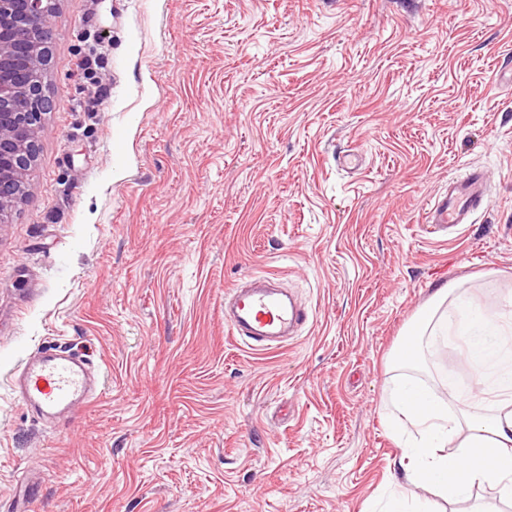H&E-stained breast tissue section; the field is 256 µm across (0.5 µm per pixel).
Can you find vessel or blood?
<instances>
[{"label": "vessel or blood", "instance_id": "1", "mask_svg": "<svg viewBox=\"0 0 512 512\" xmlns=\"http://www.w3.org/2000/svg\"><path fill=\"white\" fill-rule=\"evenodd\" d=\"M488 200L483 169L469 167L465 175L449 179L448 189L431 203L425 222L436 232H459ZM230 314L224 321L233 335L259 351L273 338L295 334L306 325L307 310L280 289L275 274L253 277L230 290ZM26 405L53 415L88 401V376L81 363L63 354H43L29 361L20 377Z\"/></svg>", "mask_w": 512, "mask_h": 512}]
</instances>
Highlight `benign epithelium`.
Listing matches in <instances>:
<instances>
[{
  "instance_id": "1",
  "label": "benign epithelium",
  "mask_w": 512,
  "mask_h": 512,
  "mask_svg": "<svg viewBox=\"0 0 512 512\" xmlns=\"http://www.w3.org/2000/svg\"><path fill=\"white\" fill-rule=\"evenodd\" d=\"M51 18L50 0H0V224L23 200L17 185L34 162L50 105L37 76L47 62L39 45Z\"/></svg>"
}]
</instances>
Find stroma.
<instances>
[{
    "instance_id": "stroma-1",
    "label": "stroma",
    "mask_w": 512,
    "mask_h": 512,
    "mask_svg": "<svg viewBox=\"0 0 512 512\" xmlns=\"http://www.w3.org/2000/svg\"><path fill=\"white\" fill-rule=\"evenodd\" d=\"M55 3L0 226V512H384L405 326L444 284L512 290V0ZM470 165L487 205L428 233ZM263 273L310 321L255 355L224 293ZM49 347L102 373L67 424L11 382ZM410 373L476 381L451 339Z\"/></svg>"
}]
</instances>
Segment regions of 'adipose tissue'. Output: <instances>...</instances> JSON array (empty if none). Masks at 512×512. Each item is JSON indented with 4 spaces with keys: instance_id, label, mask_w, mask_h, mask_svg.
Segmentation results:
<instances>
[{
    "instance_id": "1",
    "label": "adipose tissue",
    "mask_w": 512,
    "mask_h": 512,
    "mask_svg": "<svg viewBox=\"0 0 512 512\" xmlns=\"http://www.w3.org/2000/svg\"><path fill=\"white\" fill-rule=\"evenodd\" d=\"M504 311L483 314L467 296L447 285L436 290L430 308L406 328L407 340L394 349L395 360L417 368L430 337L461 340L468 363L479 373L489 413L471 412L472 397L450 406L425 383L413 378L388 391L407 436L400 466L410 485H428L435 497L421 512H441L440 502L467 498L472 489L490 485L512 497V292ZM495 451L491 463L479 451Z\"/></svg>"
}]
</instances>
